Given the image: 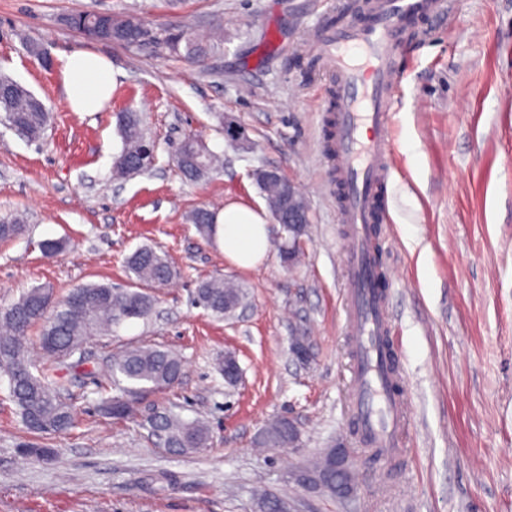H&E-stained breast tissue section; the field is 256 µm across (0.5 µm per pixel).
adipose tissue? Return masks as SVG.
I'll list each match as a JSON object with an SVG mask.
<instances>
[{
  "label": "adipose tissue",
  "instance_id": "1",
  "mask_svg": "<svg viewBox=\"0 0 512 512\" xmlns=\"http://www.w3.org/2000/svg\"><path fill=\"white\" fill-rule=\"evenodd\" d=\"M60 76L72 111L105 108L114 82L112 64L106 57L72 51L61 59ZM213 231L225 258L238 267H255L267 255L270 225L264 211L242 205L225 207L215 214Z\"/></svg>",
  "mask_w": 512,
  "mask_h": 512
}]
</instances>
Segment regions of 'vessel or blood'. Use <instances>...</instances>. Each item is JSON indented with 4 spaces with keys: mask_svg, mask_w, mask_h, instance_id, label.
Here are the masks:
<instances>
[{
    "mask_svg": "<svg viewBox=\"0 0 512 512\" xmlns=\"http://www.w3.org/2000/svg\"><path fill=\"white\" fill-rule=\"evenodd\" d=\"M446 9L445 0H371L363 21L321 29L310 39L335 103L330 153L341 189L339 219L349 231L343 265L353 357L350 411L366 448L387 459L402 451L407 410L396 389L384 271L372 242L376 225L388 219L396 50L413 21L443 16Z\"/></svg>",
    "mask_w": 512,
    "mask_h": 512,
    "instance_id": "obj_1",
    "label": "vessel or blood"
}]
</instances>
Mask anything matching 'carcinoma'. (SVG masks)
<instances>
[{
	"label": "carcinoma",
	"mask_w": 512,
	"mask_h": 512,
	"mask_svg": "<svg viewBox=\"0 0 512 512\" xmlns=\"http://www.w3.org/2000/svg\"><path fill=\"white\" fill-rule=\"evenodd\" d=\"M70 27L86 39L115 44L127 49L149 47L161 57H185L201 61L224 49V35L203 40L183 27L154 30L137 18L116 19L112 14L78 13L67 18ZM9 92L0 98V110L10 129L19 136L36 141L43 138L49 113L43 103L21 84L0 78ZM123 148L114 162L120 177L132 176L133 169L152 152L143 132L141 117L136 112L119 116ZM174 160L179 173L189 181L207 177L219 165L214 154L196 135L186 136L175 148ZM268 207L281 208L280 186L256 179ZM24 218L20 214L0 216V240L15 237ZM192 222L199 232H212V214L198 209ZM308 225L286 231L281 256L297 258L296 240L307 234ZM127 265L140 281L164 285L174 276L168 261L149 246L135 250ZM244 300V291L222 276L202 281L195 292V303L214 316L232 315ZM154 305V297L139 291H119L108 284L91 283L73 289L64 299L52 303L46 287L31 288L9 307L0 310V372L8 377L7 398L18 409L26 427L37 433H63L75 421L71 405L65 399L66 379L58 368L49 366L34 374L26 355L29 329L40 326V348L43 353L63 361L82 352L90 337L112 331V326L131 319H145ZM182 373V362L173 352L154 347H132L111 356L108 377L116 394L100 401V410L114 420L126 419L136 412L140 393L161 390L175 383ZM164 447L181 454L206 448L210 431L202 420L185 421L178 416L159 413L152 421ZM297 433L288 429V420L278 419L267 425L260 444L267 448L295 445ZM321 478L317 488L338 496L337 486L351 481V475L336 474L330 469L327 453H322L306 466Z\"/></svg>",
	"instance_id": "1"
}]
</instances>
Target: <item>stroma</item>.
Masks as SVG:
<instances>
[{
	"mask_svg": "<svg viewBox=\"0 0 512 512\" xmlns=\"http://www.w3.org/2000/svg\"><path fill=\"white\" fill-rule=\"evenodd\" d=\"M447 2L396 57L389 222L377 248L409 421L403 453L380 463L349 421L348 233L325 148L328 101L307 52L337 7L362 15L358 0H0V75L51 116L37 143L0 124V214L25 219L0 241V308L38 286L56 300L88 283L156 298L148 318L91 338L82 364H62L75 411L67 432L28 433L0 376V512H259L260 490L292 512H512V0ZM78 12L220 30L224 50L196 63L91 42L67 24ZM30 41L55 60L76 49L107 57L116 84L106 110L71 111L57 67L31 55ZM128 111L140 113L155 162L117 180V116ZM228 123L240 140L225 137ZM190 133L224 157L198 182L172 161ZM258 169L278 170L308 203L295 265L281 259L279 230L264 261L242 269L190 221L199 208L266 209ZM47 239L65 240V251L45 255ZM145 245L173 267L167 285L129 271L127 257ZM217 275L246 293L224 320L192 302ZM298 336L303 361L291 351ZM155 345L181 358L179 380L142 395L133 417L102 415L105 361ZM228 351L242 368L234 387L217 365ZM157 411L206 421L210 446L170 453L150 432ZM284 417L300 432L295 447L257 448ZM339 441L354 456L353 494L299 487L293 470Z\"/></svg>",
	"mask_w": 512,
	"mask_h": 512,
	"instance_id": "obj_1",
	"label": "stroma"
}]
</instances>
